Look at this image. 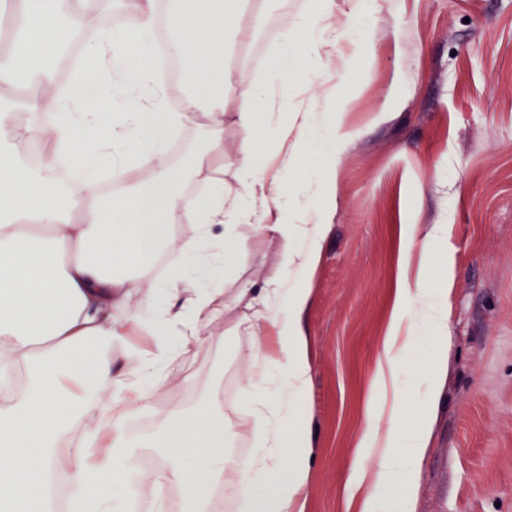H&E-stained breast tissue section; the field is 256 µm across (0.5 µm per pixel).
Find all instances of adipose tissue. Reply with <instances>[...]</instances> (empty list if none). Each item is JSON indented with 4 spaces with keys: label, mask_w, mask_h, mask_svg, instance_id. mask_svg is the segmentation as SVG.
<instances>
[{
    "label": "adipose tissue",
    "mask_w": 512,
    "mask_h": 512,
    "mask_svg": "<svg viewBox=\"0 0 512 512\" xmlns=\"http://www.w3.org/2000/svg\"><path fill=\"white\" fill-rule=\"evenodd\" d=\"M120 37L105 35L81 0H11L17 20L16 47L0 56V86L37 85L21 109L0 104V374L28 371V392L0 399V512H49L53 480L69 477V512H125L140 472V448L124 424L148 407L158 393L164 369L175 354L172 336L203 342L213 320L231 306L251 315V336L273 330L283 369L264 359L242 387L253 416L256 446L246 457L224 450L231 429L216 411V400L189 415L170 417L148 445L164 451L163 477L181 486V512H211L212 491L221 487L241 512H298L310 478L308 418L290 419L305 402L311 378L309 338L303 318L310 303L304 288L278 278L261 287L223 296L219 283L235 257L237 229L258 213L308 214L310 201L289 188L284 167L295 153L286 144L303 133L306 112L287 127L256 124L253 102L260 91L244 76L225 75L224 61L252 41L241 24L239 0H130ZM80 36L84 66L67 93L51 73L38 69L43 58H57L70 37ZM167 40L184 65L190 90L178 111L167 108V93L155 75L154 54ZM241 101L242 145L237 159L238 191L214 182L200 197L183 195V173L208 170L224 151V103ZM211 107L209 150L188 155L180 169L167 165L174 127L200 104ZM34 115L25 123L23 114ZM37 144L38 167L18 152ZM153 170L148 182H127L124 193L102 199L95 173L109 169L125 180L130 167ZM192 226L181 248L198 255L211 283L200 290L182 269H172L164 287L124 275L127 267H148L157 250L172 240V217ZM223 226L221 253L205 248L214 226ZM284 242L281 263L299 277L316 268L329 230L313 224L276 223L265 227ZM302 246H294V239ZM76 252L63 263V249ZM141 294L150 320L129 313L132 294ZM443 291L418 277L413 288L396 291L393 317L377 359L367 404L368 427L358 443L359 460L345 474L349 498L361 512H373L375 496L401 468L395 451L397 424L407 405L397 367L413 339L402 332L403 307L410 306L436 328H445ZM133 325L155 337L151 350H131L126 370L114 372L103 344L120 340ZM96 403L99 445L76 446L59 455L58 443L86 402Z\"/></svg>",
    "instance_id": "obj_1"
}]
</instances>
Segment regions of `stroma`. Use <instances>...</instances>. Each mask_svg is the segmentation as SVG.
I'll list each match as a JSON object with an SVG mask.
<instances>
[{
	"label": "stroma",
	"mask_w": 512,
	"mask_h": 512,
	"mask_svg": "<svg viewBox=\"0 0 512 512\" xmlns=\"http://www.w3.org/2000/svg\"><path fill=\"white\" fill-rule=\"evenodd\" d=\"M333 16L318 0H267L243 16L257 37L250 44L248 79L263 84L284 38L335 41L321 75L293 76V101L310 108L306 147L288 178L316 186L334 165L336 191L330 230L311 278L280 265L284 243L252 227L222 287L226 294L274 276L311 291L305 316L311 381L304 409L314 446L303 512H355L342 472L356 457L367 426V399L393 297L404 282L400 253L404 227L443 225L427 250L414 248L411 268L448 271V363L424 456L408 459L416 482L396 475L375 512H512V0H335ZM315 18L299 30V17ZM344 100L347 138L337 160L323 140L330 132L325 90ZM227 103L224 162L185 174L180 186L205 189L219 180L236 186L241 131ZM210 119L189 116L168 155L180 167L205 150ZM174 245L160 248L140 275L165 282L170 267L189 268L194 254L178 244L192 234L177 221ZM245 307L214 320L203 344L173 337L177 356L165 368L162 396L126 423L149 440L174 410L191 412L219 395L234 434L228 452L249 454L253 440L241 387L253 363L255 341L238 327ZM406 323L415 343L399 367L411 399L423 389L431 329L414 310Z\"/></svg>",
	"instance_id": "obj_1"
}]
</instances>
